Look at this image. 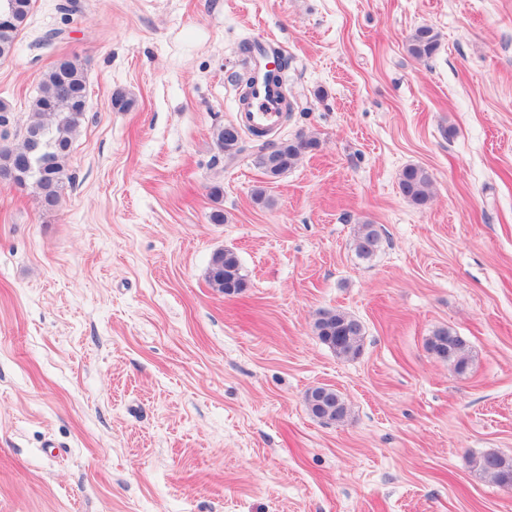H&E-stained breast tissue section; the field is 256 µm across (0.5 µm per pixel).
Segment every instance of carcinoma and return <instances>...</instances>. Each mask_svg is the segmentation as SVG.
<instances>
[{
    "label": "carcinoma",
    "mask_w": 512,
    "mask_h": 512,
    "mask_svg": "<svg viewBox=\"0 0 512 512\" xmlns=\"http://www.w3.org/2000/svg\"><path fill=\"white\" fill-rule=\"evenodd\" d=\"M30 9L31 0H0V58L16 51L17 37ZM439 46L440 34L429 26L417 27L406 40L408 54L423 62L432 59ZM86 91L85 67L80 60L68 58L62 64H55L44 76L31 102L32 120L26 130L37 132V141L25 138L17 148H0V178L10 181L12 174H17L20 187L32 186L44 209L58 206L66 182L71 180L66 163L74 136L84 120L85 112L79 110V102ZM215 139L229 158L243 151L242 138L233 136L225 125L216 129ZM317 145V139L304 136L294 141L259 142L253 145L254 163L268 179L275 180L288 173L305 152ZM398 185L403 197L416 206L426 205L431 198L433 180L420 165L404 167ZM354 246L358 256L368 259L381 246L380 234L372 225L364 224ZM207 280L210 287L226 296L238 295L249 287L248 275L238 255L228 249L212 255ZM314 329L321 342L340 357H356L362 351L363 325L348 313L321 311L314 321ZM427 349L458 373L468 367L466 345L455 332L448 329L434 332L427 341ZM305 401L309 412L318 419L326 415L328 420L342 423L348 416L345 400L333 388L314 387L307 391ZM473 464L497 484L512 487V457L487 452L475 457Z\"/></svg>",
    "instance_id": "carcinoma-1"
}]
</instances>
